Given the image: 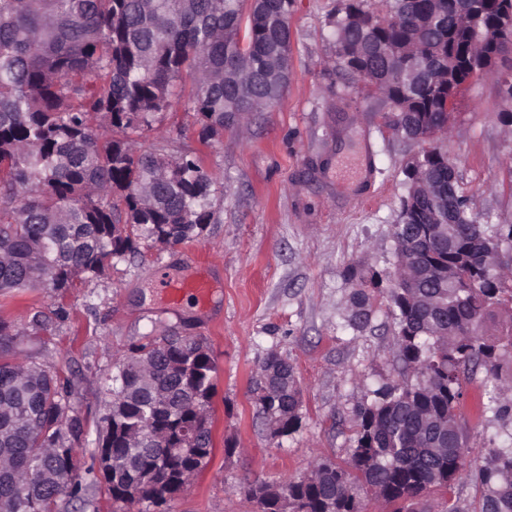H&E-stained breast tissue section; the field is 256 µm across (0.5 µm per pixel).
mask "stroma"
<instances>
[{"instance_id": "stroma-1", "label": "stroma", "mask_w": 512, "mask_h": 512, "mask_svg": "<svg viewBox=\"0 0 512 512\" xmlns=\"http://www.w3.org/2000/svg\"><path fill=\"white\" fill-rule=\"evenodd\" d=\"M340 0H294L291 75L280 101L230 122L202 147L194 113L176 107L158 125L168 151L205 153L213 178V216L204 236L142 246L113 259L105 273L76 281L62 307L37 288L4 300L22 356L62 366L72 378L69 404L85 425L77 496L56 512H256L253 484L279 485L320 460L347 459L356 408L375 389L402 383L397 325L385 288L372 289L368 326L349 324L356 289L349 268L386 279L394 268L391 235L406 192L403 169L422 146L385 128L383 99L343 86L336 76L333 22ZM494 78L460 97L443 143L470 211L512 224V125ZM209 263L217 281L210 309L191 302L165 309L158 275L182 279ZM43 310L42 326L30 322ZM176 332L204 340L216 363L214 449L192 482L162 506L113 501L98 464L103 400L114 364L130 346ZM290 363L302 391L300 423L271 438L253 382L270 356ZM462 414L476 448L512 444V427L488 406L484 371L466 385ZM479 490L462 473L451 493L424 501L426 512H474Z\"/></svg>"}]
</instances>
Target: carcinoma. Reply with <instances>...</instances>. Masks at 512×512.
I'll list each match as a JSON object with an SVG mask.
<instances>
[{"label":"carcinoma","instance_id":"obj_1","mask_svg":"<svg viewBox=\"0 0 512 512\" xmlns=\"http://www.w3.org/2000/svg\"><path fill=\"white\" fill-rule=\"evenodd\" d=\"M293 0H0V295L46 288L63 309L78 280L100 276L142 244L193 241L212 218L204 159L144 146L142 133L184 104L197 113L201 144L224 135L231 117L261 112L282 97L280 38L290 36ZM342 77L388 104L386 124L430 148L423 175L458 184L438 146L457 98L496 74L464 47L512 43L501 0H349L336 14ZM417 223L393 225L389 277L403 383L374 391L354 418V449L341 464L319 461L317 480L279 484L293 512H365L382 499L393 512H423L422 497L448 489L464 453L481 486L474 512H512V448L469 445L460 407L478 368L493 381L495 413L512 424V378L499 376V336L486 323L512 306V269L485 276L479 254L512 241V225L489 230L464 196L432 199L407 186ZM352 325L367 326L371 295L352 297ZM14 325L0 318V512H52L82 484L75 454L83 423L69 406L70 380L49 365L18 361ZM270 396L259 409L286 436L300 421L292 366L269 357ZM102 417L98 462L115 501L157 506L190 483L213 449L216 366L202 340L176 333L134 345L116 366ZM455 429L462 448L439 449L436 427ZM264 486L246 494L281 512Z\"/></svg>","mask_w":512,"mask_h":512}]
</instances>
